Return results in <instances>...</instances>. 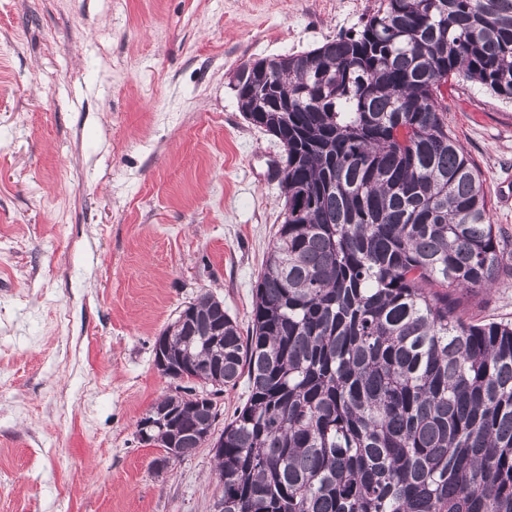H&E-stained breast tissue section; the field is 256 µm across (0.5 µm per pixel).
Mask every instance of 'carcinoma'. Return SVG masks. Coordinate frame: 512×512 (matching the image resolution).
Returning a JSON list of instances; mask_svg holds the SVG:
<instances>
[{"mask_svg": "<svg viewBox=\"0 0 512 512\" xmlns=\"http://www.w3.org/2000/svg\"><path fill=\"white\" fill-rule=\"evenodd\" d=\"M248 66L246 119L288 100L264 113L283 221L247 331L203 294L163 332L212 395L246 378L215 459L224 512H512V322L454 298L494 285L512 251L441 90L512 99V0H378L362 29L269 60L271 87ZM177 389L158 405L178 427L140 441L181 458L220 409Z\"/></svg>", "mask_w": 512, "mask_h": 512, "instance_id": "1", "label": "carcinoma"}]
</instances>
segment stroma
<instances>
[{
  "label": "stroma",
  "instance_id": "stroma-1",
  "mask_svg": "<svg viewBox=\"0 0 512 512\" xmlns=\"http://www.w3.org/2000/svg\"><path fill=\"white\" fill-rule=\"evenodd\" d=\"M377 0H0V512H210L206 448L155 471L136 423L176 384L157 336L201 294L248 327L283 149L233 75L360 27ZM448 128L512 241V101ZM512 320V274L463 296Z\"/></svg>",
  "mask_w": 512,
  "mask_h": 512
}]
</instances>
